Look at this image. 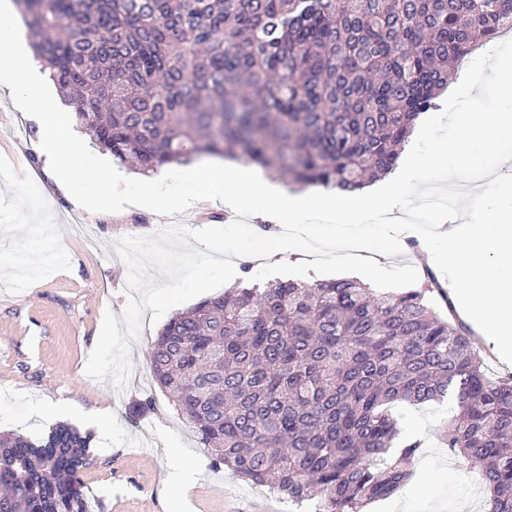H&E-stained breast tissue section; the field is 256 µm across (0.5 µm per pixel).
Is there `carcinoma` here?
<instances>
[{"mask_svg": "<svg viewBox=\"0 0 512 512\" xmlns=\"http://www.w3.org/2000/svg\"><path fill=\"white\" fill-rule=\"evenodd\" d=\"M93 143L147 173L227 154L307 186L387 174L455 64L512 29V0H15ZM357 280L235 286L176 314L156 383L214 466L315 512L396 495L425 448L397 404L453 398L448 454L512 512V373L428 296ZM92 437L0 436V512H88Z\"/></svg>", "mask_w": 512, "mask_h": 512, "instance_id": "1", "label": "carcinoma"}]
</instances>
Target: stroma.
<instances>
[{
  "label": "stroma",
  "instance_id": "stroma-1",
  "mask_svg": "<svg viewBox=\"0 0 512 512\" xmlns=\"http://www.w3.org/2000/svg\"><path fill=\"white\" fill-rule=\"evenodd\" d=\"M44 167L34 114L0 86V433L36 438L62 420L92 434L93 463L83 473L91 512H299L287 497L212 466L169 396L151 380L149 348L160 331L151 313H144L131 344L133 375L124 392L85 374L104 310L122 315L127 302L128 270L114 242L173 223L199 227L202 210L221 213L224 205L210 199L160 214L130 196L97 209L60 191ZM318 229L332 242L329 257H336L335 242L343 237L362 242L369 258L384 257L379 292L399 293L424 278L419 248L397 244L378 219L322 220ZM148 396L153 410L130 423L129 405ZM62 402L71 411L52 415L51 407ZM103 408L112 412L107 428L94 417ZM453 411L449 399L395 408L403 430L419 435L425 450L411 483L369 512H487L478 475L443 445ZM187 458L196 479L176 509L165 479Z\"/></svg>",
  "mask_w": 512,
  "mask_h": 512
}]
</instances>
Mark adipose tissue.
<instances>
[{
	"label": "adipose tissue",
	"mask_w": 512,
	"mask_h": 512,
	"mask_svg": "<svg viewBox=\"0 0 512 512\" xmlns=\"http://www.w3.org/2000/svg\"><path fill=\"white\" fill-rule=\"evenodd\" d=\"M18 41L13 0H0V83L10 85L21 104L34 112L45 163L55 172L60 187L73 192L70 174L81 162L84 147L74 138L71 114L58 109L45 74L33 55L19 48ZM416 162V157H408L390 177L336 196L318 187L291 191L253 168L231 160L210 161L183 171L191 196L160 194L151 178L142 181L140 195L149 208L161 212L189 208L196 198L218 197L227 208L263 222L293 226L311 240L316 237V218L327 216L344 224H362L381 216L400 240L408 230L404 214L409 206L400 189L411 181Z\"/></svg>",
	"instance_id": "adipose-tissue-1"
}]
</instances>
